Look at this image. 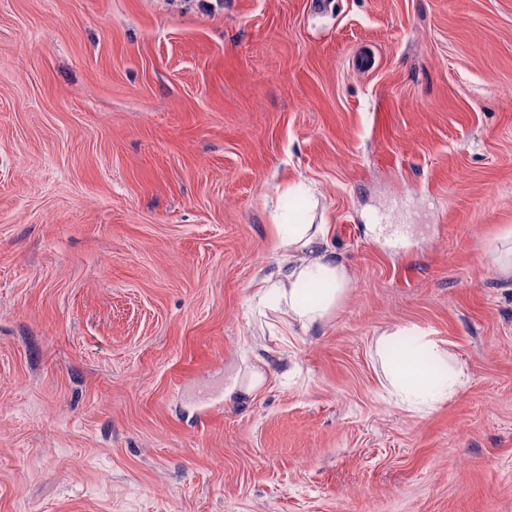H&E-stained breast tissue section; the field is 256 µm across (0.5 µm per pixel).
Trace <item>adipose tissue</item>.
<instances>
[{
	"label": "adipose tissue",
	"mask_w": 512,
	"mask_h": 512,
	"mask_svg": "<svg viewBox=\"0 0 512 512\" xmlns=\"http://www.w3.org/2000/svg\"><path fill=\"white\" fill-rule=\"evenodd\" d=\"M324 224L275 225V248L281 258L275 273L257 284L258 304L272 303L287 324L303 333L317 330L343 302L351 278L327 245ZM378 352L402 402L430 406L447 399L459 381L439 347L419 331L403 328L381 338Z\"/></svg>",
	"instance_id": "obj_1"
}]
</instances>
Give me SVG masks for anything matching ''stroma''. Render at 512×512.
<instances>
[{
	"instance_id": "obj_1",
	"label": "stroma",
	"mask_w": 512,
	"mask_h": 512,
	"mask_svg": "<svg viewBox=\"0 0 512 512\" xmlns=\"http://www.w3.org/2000/svg\"><path fill=\"white\" fill-rule=\"evenodd\" d=\"M287 184L351 286L261 362ZM511 229L512 0H0V512H512ZM398 346L405 349L396 355ZM378 353L385 357L390 383L402 402L428 406L448 398L460 373L449 371L437 344L417 330L399 329L381 338Z\"/></svg>"
}]
</instances>
